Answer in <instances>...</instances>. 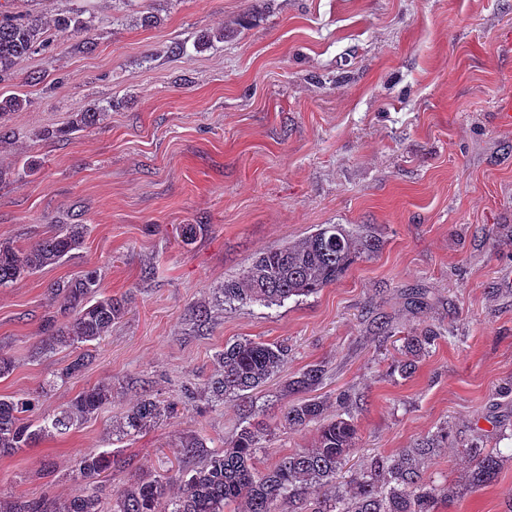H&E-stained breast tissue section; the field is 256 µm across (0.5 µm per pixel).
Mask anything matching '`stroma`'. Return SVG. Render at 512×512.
Returning <instances> with one entry per match:
<instances>
[{"mask_svg":"<svg viewBox=\"0 0 512 512\" xmlns=\"http://www.w3.org/2000/svg\"><path fill=\"white\" fill-rule=\"evenodd\" d=\"M85 4L90 30L17 61L0 92L26 99L0 144V240L25 247L57 224L87 227L63 264L0 288V349L15 362L0 395L38 398L36 417L98 385L112 398L67 434L0 455V495L82 494L80 454L113 453L105 491L189 471L176 445L223 447L244 426L235 398L203 392L217 353L239 339L288 347L283 373L252 395L270 434L259 470L313 447L316 424L280 423L286 377L327 373L324 419L350 412L367 457L412 447L447 426L428 461L457 483L455 448L480 430L512 431V0H11L50 20ZM154 23H144V16ZM223 41L197 49L205 32ZM93 39L94 51L83 42ZM184 55L169 52L172 42ZM114 106L69 139H40L95 104ZM36 161L15 180L14 168ZM184 224L207 225L183 244ZM321 224L368 228L381 242L335 284L281 305L221 302L225 281L263 251ZM97 267L102 291L128 301L67 383L41 386L73 358L35 356L57 279ZM431 326L438 344L408 378L403 339ZM177 412L134 437L112 430L142 394ZM512 462L440 512H505Z\"/></svg>","mask_w":512,"mask_h":512,"instance_id":"obj_1","label":"stroma"}]
</instances>
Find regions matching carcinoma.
Wrapping results in <instances>:
<instances>
[{
    "mask_svg": "<svg viewBox=\"0 0 512 512\" xmlns=\"http://www.w3.org/2000/svg\"><path fill=\"white\" fill-rule=\"evenodd\" d=\"M88 31L80 11H66L47 27L33 14H19L4 9L0 3V76L9 72L17 60L47 51L53 43L75 33ZM26 100L0 92V120L18 111ZM107 107L94 105L76 113L68 125L46 128L43 140L63 139L69 134L96 125ZM86 227L83 224H59L54 232L25 249L8 241L0 242V288H5L25 274H34L48 266L69 259L82 247ZM378 240L342 224H322L310 236L283 247L266 250L256 256L240 277L224 282L221 288L226 303L281 305L292 297L308 296L336 283L362 257L378 250ZM49 295L61 296L59 312L41 326L42 338L36 354L57 348L77 351L72 361L48 381L52 387L84 371L93 361L90 343H100L121 319L127 301L101 291V275L96 267L83 274L59 279L49 288ZM440 339L437 332L424 327L404 337V358L393 371L402 377L415 373L418 362L428 355ZM220 373L207 383L204 392L220 402L229 397L247 398L268 379L280 372L287 359V348L278 343L236 341L224 345L217 355ZM324 367L310 365L288 379L285 388L291 394H306L322 385ZM111 397L103 385L83 391L59 413L40 421L31 419V398H0V454L13 455L46 437L63 435L92 416ZM175 412V406L151 394L141 396L126 411L116 435L136 436ZM324 404L319 399L302 398L282 412V422L293 430L319 423L314 448L289 454L273 468L263 472L256 467L257 450L267 429L260 421L252 422L253 407L245 409L243 426L224 448L205 449L202 439L194 436L176 447L185 457L205 456L202 467L184 480L181 495L169 491L179 476L141 478L129 486L112 491L109 512H224V507L245 501L246 512H278V504L305 501L311 512H439L438 504L447 497L438 485L425 477L423 464L436 449L448 444V427L424 437L412 448H402L394 455L375 454L358 476L343 482L340 473L350 454L358 448L360 432L353 418L336 417L323 421ZM505 433L488 439L476 436L457 449L468 463L463 486L458 494L477 492L498 478L507 461H512V446L501 449ZM112 467L107 452L83 453L75 468L77 478L92 487L63 503L43 498H0V512H104L101 489L96 479ZM333 495H327L328 490Z\"/></svg>",
    "mask_w": 512,
    "mask_h": 512,
    "instance_id": "1",
    "label": "carcinoma"
}]
</instances>
